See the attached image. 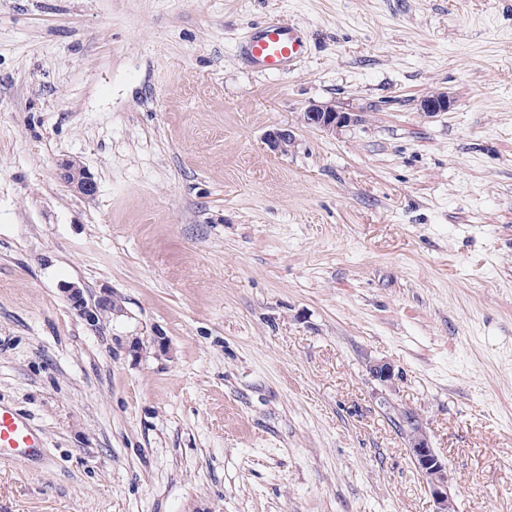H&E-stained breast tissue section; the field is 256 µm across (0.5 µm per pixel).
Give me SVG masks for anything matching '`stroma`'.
Segmentation results:
<instances>
[{"label":"stroma","mask_w":512,"mask_h":512,"mask_svg":"<svg viewBox=\"0 0 512 512\" xmlns=\"http://www.w3.org/2000/svg\"><path fill=\"white\" fill-rule=\"evenodd\" d=\"M271 18L310 52L264 76ZM0 405V512H436L408 412L512 512V0H0ZM301 32L281 20H268L251 28L239 44V55L261 74L287 73L308 54ZM305 113L310 116V125L331 134H336L343 128L356 123L361 117L357 112H348L336 107L333 102L313 103ZM60 178L70 188L86 196L96 192V183L79 162L75 160L62 161ZM66 297L72 308L87 322L95 323L99 315L104 312H112L114 301L112 299V291L103 290L92 300L88 301L84 296V292L72 286L66 288ZM112 315L104 313L101 315L102 321L108 320ZM41 447L39 434L26 418L12 408L0 406V451H26Z\"/></svg>","instance_id":"35a3bbf8"}]
</instances>
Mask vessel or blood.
Here are the masks:
<instances>
[{"mask_svg":"<svg viewBox=\"0 0 512 512\" xmlns=\"http://www.w3.org/2000/svg\"><path fill=\"white\" fill-rule=\"evenodd\" d=\"M308 50L301 32L280 20H268L252 27L239 44L242 60L261 74L293 70ZM40 445L39 434L26 418L13 409L0 406V450L22 451Z\"/></svg>","mask_w":512,"mask_h":512,"instance_id":"b4317fda","label":"vessel or blood"}]
</instances>
